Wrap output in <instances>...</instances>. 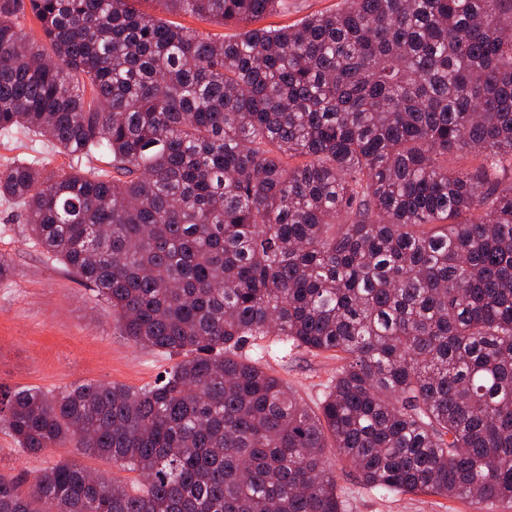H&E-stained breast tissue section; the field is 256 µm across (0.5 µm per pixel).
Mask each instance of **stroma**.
<instances>
[{"label": "stroma", "instance_id": "1", "mask_svg": "<svg viewBox=\"0 0 512 512\" xmlns=\"http://www.w3.org/2000/svg\"><path fill=\"white\" fill-rule=\"evenodd\" d=\"M339 5L340 0H280L263 23L287 26ZM25 160L50 169L88 173L112 169L108 154L95 152L75 159L30 131H0V168ZM0 255L14 267L9 279L0 280V387H36L56 393L80 382H95L140 388L170 370L172 357L138 348L122 336L111 308L94 288L46 257L29 236L21 205L2 198ZM263 364L301 403L315 410L339 362L301 348L274 347ZM63 458L106 473L113 470L111 463L77 455L71 447L35 455L17 453L7 430L0 428L1 473L30 479ZM327 462L335 471L344 512H512L511 506L501 502L376 492L363 486L354 469L335 452H328Z\"/></svg>", "mask_w": 512, "mask_h": 512}]
</instances>
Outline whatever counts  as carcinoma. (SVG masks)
I'll return each mask as SVG.
<instances>
[{
    "label": "carcinoma",
    "instance_id": "1",
    "mask_svg": "<svg viewBox=\"0 0 512 512\" xmlns=\"http://www.w3.org/2000/svg\"><path fill=\"white\" fill-rule=\"evenodd\" d=\"M0 0V130L112 176L0 169L38 244L96 288L148 387L0 396L16 451L69 443L0 512H342L375 490L512 503V0ZM40 24L32 39L19 18ZM474 153L476 171L448 168ZM266 336L343 354L309 410ZM340 7V0H282L276 10L264 18L261 26H287L308 15L333 11ZM144 7L155 15L187 27L195 28L204 34L223 36L224 34H232L234 32L232 29L226 28L224 25L214 21H203L188 15L167 13L155 3L148 2L144 4Z\"/></svg>",
    "mask_w": 512,
    "mask_h": 512
}]
</instances>
